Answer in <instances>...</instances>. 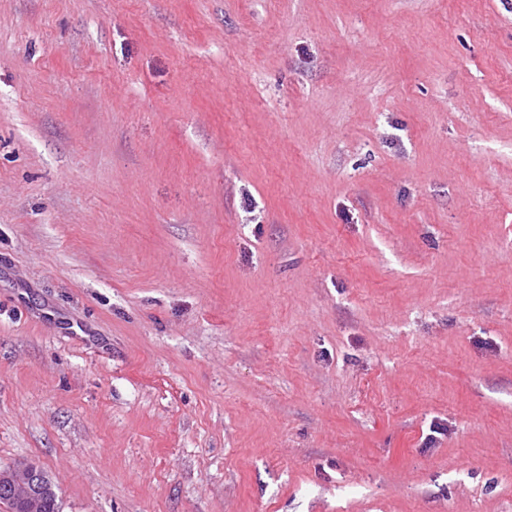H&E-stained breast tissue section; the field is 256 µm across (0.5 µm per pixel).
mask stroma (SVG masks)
I'll return each mask as SVG.
<instances>
[{
    "mask_svg": "<svg viewBox=\"0 0 512 512\" xmlns=\"http://www.w3.org/2000/svg\"><path fill=\"white\" fill-rule=\"evenodd\" d=\"M60 512H512V0H0V464ZM0 489L28 512H59L53 482L44 470L32 464L0 465ZM41 494L53 496L44 498L39 508Z\"/></svg>",
    "mask_w": 512,
    "mask_h": 512,
    "instance_id": "35a3bbf8",
    "label": "stroma"
}]
</instances>
